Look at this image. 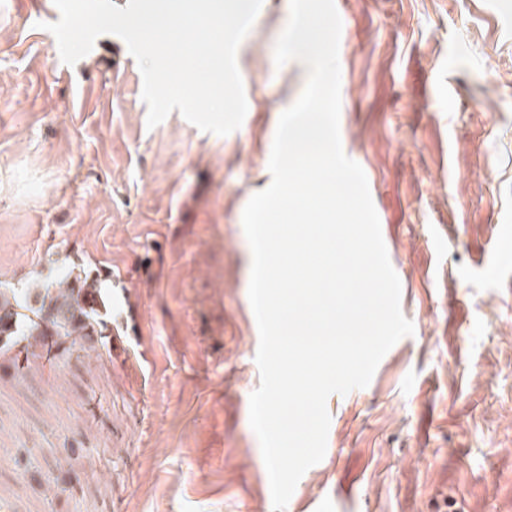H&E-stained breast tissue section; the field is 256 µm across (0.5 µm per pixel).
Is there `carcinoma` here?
I'll return each mask as SVG.
<instances>
[{"mask_svg":"<svg viewBox=\"0 0 512 512\" xmlns=\"http://www.w3.org/2000/svg\"><path fill=\"white\" fill-rule=\"evenodd\" d=\"M53 336L72 348L112 336L110 298L100 279L73 267L51 286L39 281L20 289L0 286V350L8 353L26 342L11 357L17 369L38 357L33 349Z\"/></svg>","mask_w":512,"mask_h":512,"instance_id":"1","label":"carcinoma"}]
</instances>
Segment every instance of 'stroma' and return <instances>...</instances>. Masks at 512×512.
I'll return each instance as SVG.
<instances>
[{
    "label": "stroma",
    "mask_w": 512,
    "mask_h": 512,
    "mask_svg": "<svg viewBox=\"0 0 512 512\" xmlns=\"http://www.w3.org/2000/svg\"><path fill=\"white\" fill-rule=\"evenodd\" d=\"M340 134L414 333L331 395L286 512H512V0H339ZM42 0H0V281L100 276L120 337L16 374L0 358V512H273L242 214L271 182L298 61L289 0L237 52L235 132L147 126L137 62H62ZM61 475L59 486L45 484Z\"/></svg>",
    "instance_id": "obj_1"
}]
</instances>
